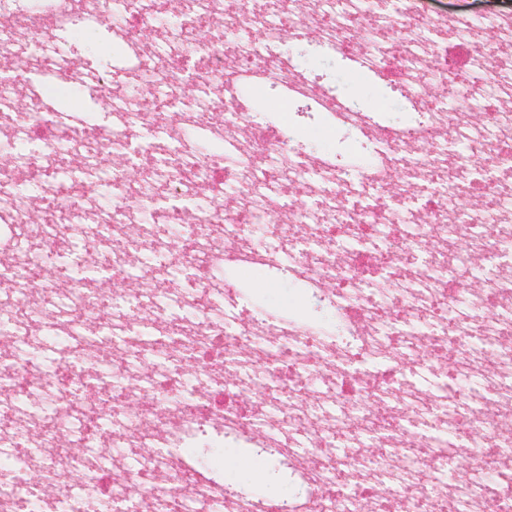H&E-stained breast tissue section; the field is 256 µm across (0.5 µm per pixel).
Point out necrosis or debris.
Instances as JSON below:
<instances>
[{
    "label": "necrosis or debris",
    "instance_id": "obj_1",
    "mask_svg": "<svg viewBox=\"0 0 512 512\" xmlns=\"http://www.w3.org/2000/svg\"><path fill=\"white\" fill-rule=\"evenodd\" d=\"M173 9L164 43L92 74L46 39L107 27L136 44ZM217 17L233 39H201ZM21 38L29 69H0V139L20 148L0 168V241L28 224L39 246L0 261L26 315L0 319L12 338L0 455L14 458L0 512H25L33 472L60 487L53 512H512V0L474 15L424 0H0V50ZM286 39L390 76L410 123L347 106L293 64ZM450 42L467 47L463 64L448 65ZM255 76L301 88L324 121L366 139V162L339 169L290 122L246 111ZM89 85L108 90L99 113L57 125L55 95ZM61 154L77 170L34 182L60 219L31 224L17 175ZM105 154L120 165H100ZM147 156L130 185L126 167ZM146 212L183 225V245L143 234L133 261L105 270L125 291L45 278L49 259L126 242ZM273 214L286 238L256 239ZM282 263L334 325L233 302L228 269ZM156 274L163 287H143ZM472 277L479 287L462 290ZM224 446L274 449L303 493L261 499L184 454ZM474 456L480 469L449 478L451 460Z\"/></svg>",
    "mask_w": 512,
    "mask_h": 512
}]
</instances>
